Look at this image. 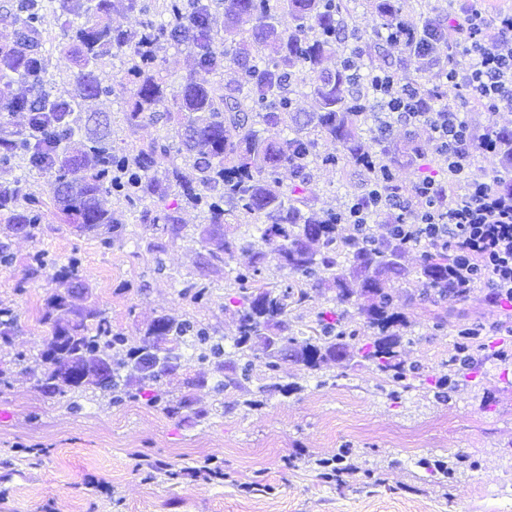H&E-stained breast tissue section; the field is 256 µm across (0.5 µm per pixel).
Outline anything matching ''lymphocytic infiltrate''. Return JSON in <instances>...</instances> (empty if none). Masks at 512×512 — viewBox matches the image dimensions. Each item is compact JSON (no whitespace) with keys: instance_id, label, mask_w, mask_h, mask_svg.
<instances>
[{"instance_id":"f902f5d3","label":"lymphocytic infiltrate","mask_w":512,"mask_h":512,"mask_svg":"<svg viewBox=\"0 0 512 512\" xmlns=\"http://www.w3.org/2000/svg\"><path fill=\"white\" fill-rule=\"evenodd\" d=\"M434 40H447L465 58L462 67L440 75L441 84L469 91L474 103L488 111L512 110V14L487 18L463 0L447 22L433 26ZM390 116L430 128L441 164L453 177H466V190L454 195L452 187L426 177L417 190L432 200L431 209L418 220L401 225L404 238L424 235L429 244L447 251L452 283L464 289L487 287L492 303H512V172L491 182L470 175L478 153L492 152V133L476 134L459 106L446 102L434 107L423 97L408 103H389Z\"/></svg>"}]
</instances>
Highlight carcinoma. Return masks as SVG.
Segmentation results:
<instances>
[{"label":"carcinoma","mask_w":512,"mask_h":512,"mask_svg":"<svg viewBox=\"0 0 512 512\" xmlns=\"http://www.w3.org/2000/svg\"><path fill=\"white\" fill-rule=\"evenodd\" d=\"M55 2L60 28L80 63L70 88L55 92L46 87L41 0H13L7 16L15 25V37L0 46V103L11 112L28 113L30 123L43 112H58L63 121L41 134L29 128L15 140L0 139V163L24 156L30 168L54 174L57 197L50 207L27 195L21 180L3 182L0 216L31 234L53 208L66 224L105 228L110 241L121 219L102 206L101 198L112 192L130 206L143 207L142 223L170 224L176 232L177 208L165 204L173 192L205 213L209 237L218 240L211 261L228 267L230 286L237 290L233 348L240 358L261 352L268 377L276 379L288 359L315 371L349 354L348 348L358 343L357 355L385 374L390 396L412 387L421 373L401 360L408 317L394 304L395 284L416 279L419 299L441 308L450 300H465L468 293L449 285L447 253L415 242L420 263L412 269L403 263L407 247L396 235L377 236L370 224L357 229L345 225L351 204L370 197L372 190L405 194L396 167L419 155L415 136L400 147L385 129L374 79L406 84L433 99L440 96L364 50L372 37L386 39L397 30L406 0H370L380 17L372 36L347 31L345 0H162L160 20L147 18L129 30L112 27L110 11L146 16L152 9L149 0ZM285 8L294 20L290 30L276 24ZM164 45L188 49L198 69L222 75L224 82L204 85L189 75L178 89L169 88L166 59L159 55ZM328 56L337 57L336 67H322ZM110 58L120 60L121 69L115 85L104 86L96 71ZM15 84L26 85L30 95H12ZM118 90L128 95V126L161 121L174 135L117 149L108 133L92 132L83 148H69L78 132L75 113L88 111L90 103ZM304 91L315 101L312 112L295 110V96ZM263 127H283L289 134L270 139L261 134ZM322 140L335 144L336 150L321 151ZM173 152L182 164L159 172V160ZM341 162L362 173L361 190L337 210L311 212L314 169ZM282 167L290 170L291 182L280 178ZM226 224H251L255 234H229ZM241 251L251 252L253 262L229 267ZM268 259L295 280L280 289L264 283L262 265ZM57 279L63 290L48 298L42 316L51 338L41 354L43 383L37 390L64 395L84 388L94 383V376L68 381L57 375V365L75 359L91 372L107 355L112 376L102 390L115 399L144 396L150 403H165L171 415L190 407L185 396L165 398L157 375H142L136 391L126 389L121 371L148 347L180 365L187 362L188 349L201 361L221 358L222 339L190 320L163 314L151 321L141 345L128 348L124 337L112 333L105 313L92 307L80 313L60 301L71 289L83 287L76 262L61 267ZM353 283L360 285L357 295ZM312 288L333 290L336 307L317 312L315 335L299 337L288 315L308 305ZM349 305L357 307L362 322L346 321L341 307ZM17 321L12 308L0 307V341L10 340ZM249 379L246 363L219 387L239 388Z\"/></svg>","instance_id":"1"}]
</instances>
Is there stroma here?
Wrapping results in <instances>:
<instances>
[{"label": "stroma", "mask_w": 512, "mask_h": 512, "mask_svg": "<svg viewBox=\"0 0 512 512\" xmlns=\"http://www.w3.org/2000/svg\"><path fill=\"white\" fill-rule=\"evenodd\" d=\"M43 29L47 84L62 91L76 67L64 53L51 0ZM124 108L121 96H112L97 116L113 130L115 147L166 135V125L151 121L128 127ZM410 131L418 135L422 159L398 166L400 183L409 188L424 175L447 180L426 125L389 127L398 142ZM18 176L27 194L53 201L54 175L29 170L19 157L0 164V182ZM314 178L317 211L338 205L359 183L346 165L317 168ZM103 205L124 222L122 236L109 244L52 214L31 235L0 223V241L12 256L9 266H0V305L18 315L10 341H0V369L10 381L0 391V512H512V360L486 355L497 347L512 352V335L498 329L512 319V307L492 306L484 288L449 304L441 325L427 304L407 306L413 285L397 288L396 302L409 317L401 358L419 365L422 376L396 399L384 374L358 357L314 372L285 363L279 390L262 395L263 356L253 357L244 388L223 392L217 384L224 375L213 362L190 360L161 388L174 398L191 394L196 406L209 409L201 422L187 409L172 416L162 404L113 402L97 389L63 396L35 390L30 372L40 369L50 334L41 315L59 288L57 269L73 259L89 304L129 343H139L162 314L193 320L228 343L236 334L235 291L223 267L209 261L198 211L180 210L184 228L175 235L170 225L140 223L136 209L116 195H105ZM38 256L47 265L34 276ZM188 280L207 286L204 300L182 295ZM464 327L481 329L482 346L471 362L454 365ZM20 353L26 365L17 364ZM340 454L357 474L341 484L325 481L318 459ZM141 455L176 469L208 457L224 477L208 483L150 477L136 468Z\"/></svg>", "instance_id": "obj_1"}]
</instances>
